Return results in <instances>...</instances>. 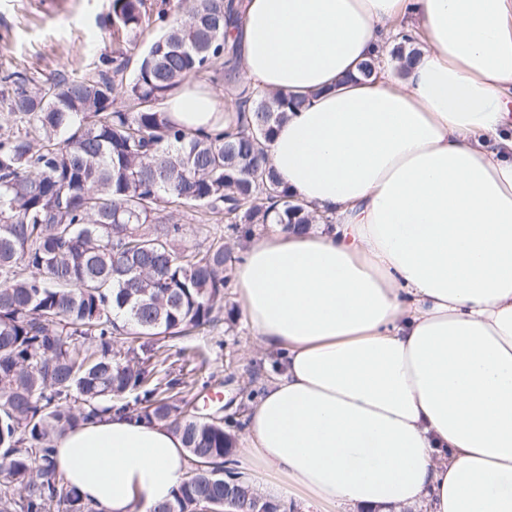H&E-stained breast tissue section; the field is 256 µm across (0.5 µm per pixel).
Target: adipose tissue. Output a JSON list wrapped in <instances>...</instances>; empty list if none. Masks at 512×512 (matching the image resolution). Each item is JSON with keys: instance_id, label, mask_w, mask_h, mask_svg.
Wrapping results in <instances>:
<instances>
[{"instance_id": "obj_1", "label": "adipose tissue", "mask_w": 512, "mask_h": 512, "mask_svg": "<svg viewBox=\"0 0 512 512\" xmlns=\"http://www.w3.org/2000/svg\"><path fill=\"white\" fill-rule=\"evenodd\" d=\"M245 81L309 96L276 128L281 183L331 223L249 237L238 299L277 372L244 424L272 500L311 512H512V0H243ZM405 22L404 77L381 66ZM168 119L231 115L185 83ZM100 512H153L191 475L179 436L112 414L54 441Z\"/></svg>"}]
</instances>
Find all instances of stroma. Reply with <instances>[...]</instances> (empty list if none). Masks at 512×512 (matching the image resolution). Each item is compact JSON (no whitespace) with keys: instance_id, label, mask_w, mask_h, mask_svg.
I'll return each mask as SVG.
<instances>
[{"instance_id":"obj_1","label":"stroma","mask_w":512,"mask_h":512,"mask_svg":"<svg viewBox=\"0 0 512 512\" xmlns=\"http://www.w3.org/2000/svg\"><path fill=\"white\" fill-rule=\"evenodd\" d=\"M112 0H0V75L16 72L28 84L92 72L116 49L104 19ZM222 322L205 336L168 340L171 353L199 350L208 360L207 384L184 373V397L200 413L224 421L234 435L243 431V409L257 399L277 370L275 359L256 347L255 336L237 300L235 283L224 290Z\"/></svg>"}]
</instances>
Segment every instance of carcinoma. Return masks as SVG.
<instances>
[{
	"label": "carcinoma",
	"mask_w": 512,
	"mask_h": 512,
	"mask_svg": "<svg viewBox=\"0 0 512 512\" xmlns=\"http://www.w3.org/2000/svg\"><path fill=\"white\" fill-rule=\"evenodd\" d=\"M238 0H199L170 18L167 0H112V38L136 45L163 32L131 78L112 69L30 87L11 73L0 102L27 117L0 133V512H98L52 462L57 436L112 411L167 426L194 469L154 512H224V464L235 438L177 399L180 379L160 337L219 322L235 257L219 236L179 248L185 209L246 237L256 226L316 222L267 160L275 127L306 98L238 93L229 129L196 134L160 109L175 88L211 71L233 82ZM236 481L229 505L254 512Z\"/></svg>",
	"instance_id": "carcinoma-1"
}]
</instances>
